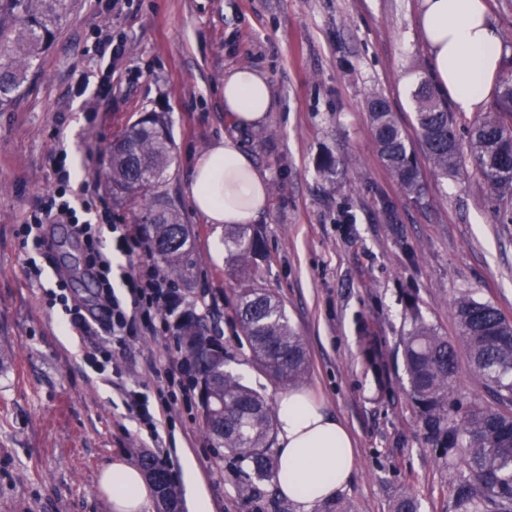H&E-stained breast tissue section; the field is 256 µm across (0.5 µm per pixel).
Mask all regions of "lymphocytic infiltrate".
<instances>
[{
  "instance_id": "obj_1",
  "label": "lymphocytic infiltrate",
  "mask_w": 512,
  "mask_h": 512,
  "mask_svg": "<svg viewBox=\"0 0 512 512\" xmlns=\"http://www.w3.org/2000/svg\"><path fill=\"white\" fill-rule=\"evenodd\" d=\"M53 175L55 190L37 201L18 234L24 248L39 257L40 263L35 267L39 273L54 266L46 225L71 224L83 237L88 265L100 285V314L96 317L85 315L79 305H67L65 294L50 292L51 301L65 303L69 328L82 335L101 328L118 344L130 336L152 339L165 336L168 331L165 316L175 304L177 294L160 275L152 257L142 254L139 232L131 225L113 223L110 209L96 207L87 186L72 189L66 153L54 157ZM97 224L109 225L111 246H104L100 235L94 232L93 227ZM117 255L132 263L130 270L120 274L125 289L121 295L112 284L113 258Z\"/></svg>"
}]
</instances>
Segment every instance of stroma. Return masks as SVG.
<instances>
[{"label":"stroma","instance_id":"1","mask_svg":"<svg viewBox=\"0 0 512 512\" xmlns=\"http://www.w3.org/2000/svg\"><path fill=\"white\" fill-rule=\"evenodd\" d=\"M421 0H78L32 70L24 91L0 110V512H112L99 487L113 460L168 459L187 499L180 452L188 450L209 512H296L276 481L242 480L206 433L196 391L177 392L172 422L156 447L120 393L156 396L150 361L185 359L178 331L161 341L132 336L125 347L105 333L68 331L50 305L53 272L33 279L17 236L36 200L52 188L51 158L68 154L92 195L117 224L138 221L140 201L116 198L106 154L145 112L165 116L176 161L161 191L193 229L195 265L174 318L190 316L220 339L227 367L277 404L272 383L240 340L231 302L238 286L224 227L194 206L191 171L230 140L268 184L265 210L250 226L268 262L259 287L276 295L302 339L309 372L302 387L351 432L356 464L338 498L349 512H393L412 494L421 512H457L448 460L409 393L399 342L410 314L456 337L452 302L467 292L512 320V223L488 201L473 161L441 180L419 158L424 194L404 196L374 141L367 98L384 97L418 141L413 92L431 79L418 27ZM119 45L102 97H74L97 83V45ZM263 74L274 107L242 127L224 110V77ZM332 157L337 173L319 169ZM65 294L92 306L98 284L84 252L59 242ZM109 351L120 373L104 381L82 363Z\"/></svg>","mask_w":512,"mask_h":512}]
</instances>
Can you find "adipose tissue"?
<instances>
[{"mask_svg":"<svg viewBox=\"0 0 512 512\" xmlns=\"http://www.w3.org/2000/svg\"><path fill=\"white\" fill-rule=\"evenodd\" d=\"M419 26L433 76L454 109L476 112L494 90L501 66L496 29L485 0H422ZM273 108L262 74L239 68L224 78V110L240 126L262 122ZM194 205L213 224H246L266 206L265 181L233 143L214 147L191 174ZM278 486L302 512L334 497L355 465L345 425L305 391L293 389L278 401ZM100 486L113 512H150L151 489L141 470L115 461Z\"/></svg>","mask_w":512,"mask_h":512,"instance_id":"ef3b65f1","label":"adipose tissue"}]
</instances>
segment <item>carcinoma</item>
<instances>
[{"mask_svg":"<svg viewBox=\"0 0 512 512\" xmlns=\"http://www.w3.org/2000/svg\"><path fill=\"white\" fill-rule=\"evenodd\" d=\"M74 0H0V109L21 95L29 71L37 66L56 33L67 21ZM416 123L422 148L436 176L460 172L463 148L453 113L422 80L414 92ZM367 109L374 139L385 165L406 196L423 195L421 170L413 142L386 101L370 96ZM512 65L500 71L498 94L488 112L468 131V148L491 199L512 201ZM174 143L163 117L148 114L112 146L106 177L117 196L140 198L160 271L185 279L194 266L190 225L157 204L158 189L174 163ZM224 247L241 271L234 311L242 339L255 362L282 386L302 383L308 358L283 303L255 281L265 260L262 237L242 224H227ZM457 340L468 355L473 376L492 393L494 403H473L451 414L457 372L455 344L411 312V329L401 340L410 392L425 427L448 455V486L458 512H512V321L491 303L469 293L454 300ZM187 361L205 396V430L233 465L246 475L277 478L271 453L277 411L259 393L225 369L224 344L190 318L179 336ZM144 470L165 483L171 508L178 497L166 469L150 456Z\"/></svg>","mask_w":512,"mask_h":512,"instance_id":"cac0c4a2","label":"carcinoma"}]
</instances>
